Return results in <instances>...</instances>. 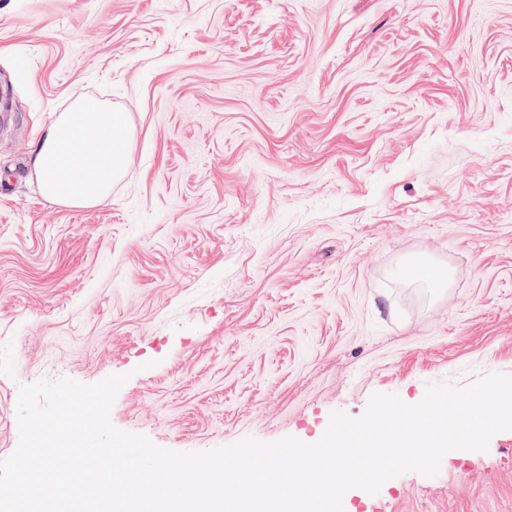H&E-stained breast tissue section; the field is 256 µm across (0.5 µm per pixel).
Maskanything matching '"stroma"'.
Instances as JSON below:
<instances>
[{"label":"stroma","mask_w":512,"mask_h":512,"mask_svg":"<svg viewBox=\"0 0 512 512\" xmlns=\"http://www.w3.org/2000/svg\"><path fill=\"white\" fill-rule=\"evenodd\" d=\"M86 97L127 114V172L57 205L29 157ZM492 371L512 0H0V459L43 378L129 374L113 425L193 452ZM343 508L512 512V431Z\"/></svg>","instance_id":"1"}]
</instances>
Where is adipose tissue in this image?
Returning a JSON list of instances; mask_svg holds the SVG:
<instances>
[{"instance_id": "1", "label": "adipose tissue", "mask_w": 512, "mask_h": 512, "mask_svg": "<svg viewBox=\"0 0 512 512\" xmlns=\"http://www.w3.org/2000/svg\"><path fill=\"white\" fill-rule=\"evenodd\" d=\"M124 113L85 98L61 113L31 152V171L49 202L86 208L104 201L126 172Z\"/></svg>"}]
</instances>
